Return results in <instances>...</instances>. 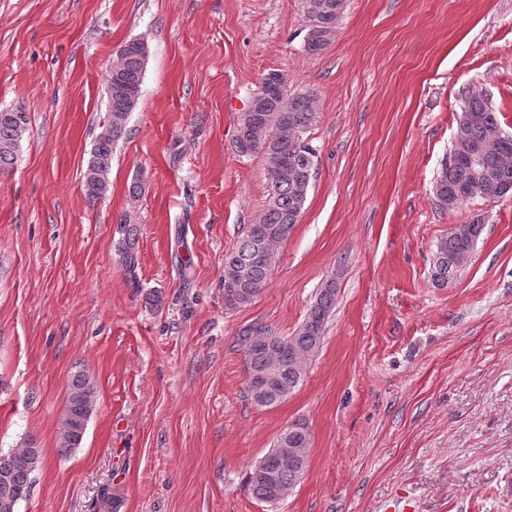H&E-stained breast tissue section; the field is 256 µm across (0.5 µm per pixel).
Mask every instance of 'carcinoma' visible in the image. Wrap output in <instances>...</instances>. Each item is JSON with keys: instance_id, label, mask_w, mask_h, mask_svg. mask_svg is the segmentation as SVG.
Masks as SVG:
<instances>
[{"instance_id": "carcinoma-1", "label": "carcinoma", "mask_w": 512, "mask_h": 512, "mask_svg": "<svg viewBox=\"0 0 512 512\" xmlns=\"http://www.w3.org/2000/svg\"><path fill=\"white\" fill-rule=\"evenodd\" d=\"M308 22L304 47L311 55L321 54L336 36L346 11L347 0H300ZM148 59V46L141 40L128 41L112 63L106 79L109 112L96 135L91 158L83 173V191L98 200L109 190L113 153L126 137L130 113L138 103ZM459 118L466 119L434 180L439 206L452 211L467 200L512 197V137L500 126L489 98L464 88L460 92ZM319 121L315 99L309 92L291 93L280 74L261 79L250 110L239 116L234 147L241 156L261 152L268 162L271 192L258 218L245 237L224 254V304L230 309L251 305L268 284L276 263L277 248L286 242L299 223L313 179L315 150L307 132ZM29 116L21 108L0 111V170L12 165L28 131ZM486 143L488 151L478 166H470L462 147ZM124 238L119 249L122 265L133 274L138 265L137 228L121 225ZM484 229L480 220L459 225L437 245L431 280L448 284L472 253ZM336 304L332 280L318 289L313 304L296 333L280 336L261 324L239 331L246 388L253 403L274 407L288 399L302 383L308 361L319 350L325 323ZM94 403L89 377L75 372L68 383L65 412L60 424L59 448L68 453L80 445ZM311 433L303 422L282 431L274 444L289 449L284 459L266 454L273 478L264 479L251 469L244 490L270 506L278 505L303 477L308 462ZM41 456L33 447L0 455V512H16L30 496L34 473Z\"/></svg>"}]
</instances>
